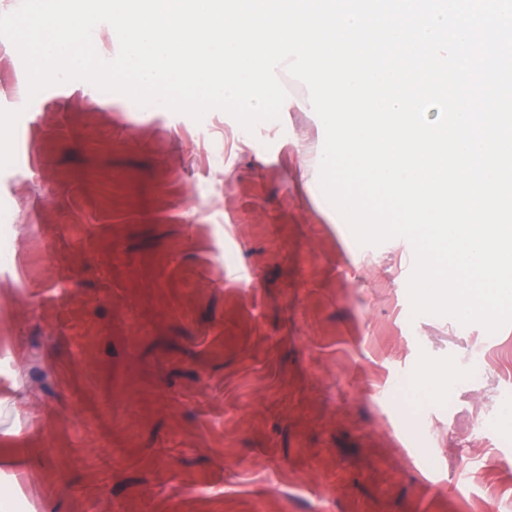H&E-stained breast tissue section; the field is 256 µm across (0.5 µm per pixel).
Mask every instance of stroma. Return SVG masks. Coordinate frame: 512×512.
<instances>
[{
	"label": "stroma",
	"mask_w": 512,
	"mask_h": 512,
	"mask_svg": "<svg viewBox=\"0 0 512 512\" xmlns=\"http://www.w3.org/2000/svg\"><path fill=\"white\" fill-rule=\"evenodd\" d=\"M246 132L84 81L29 106L0 37V470L23 512H512V325L412 316L400 242L357 243L288 73ZM482 374L408 409L426 365Z\"/></svg>",
	"instance_id": "35a3bbf8"
}]
</instances>
